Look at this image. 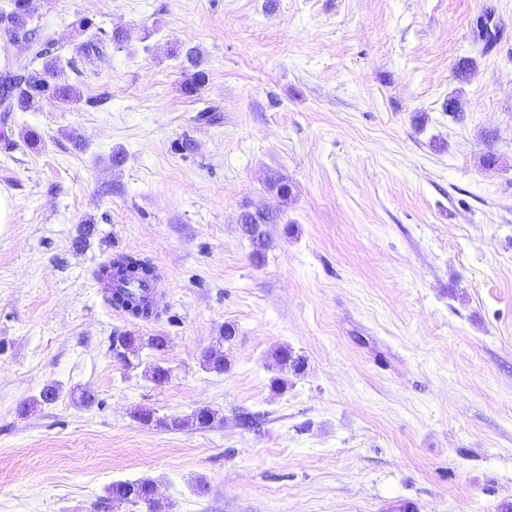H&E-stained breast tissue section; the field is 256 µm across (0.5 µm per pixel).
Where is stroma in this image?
Listing matches in <instances>:
<instances>
[{
    "label": "stroma",
    "mask_w": 512,
    "mask_h": 512,
    "mask_svg": "<svg viewBox=\"0 0 512 512\" xmlns=\"http://www.w3.org/2000/svg\"><path fill=\"white\" fill-rule=\"evenodd\" d=\"M29 25L80 99L0 122V512L142 478L167 512L512 504V0H30ZM119 253L156 267L158 318L96 285ZM117 333L169 343L126 365ZM217 419L216 413L208 407L194 410L190 415L177 417L166 423L172 429H181L185 427H195L204 429L211 427Z\"/></svg>",
    "instance_id": "35a3bbf8"
}]
</instances>
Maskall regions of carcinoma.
Returning a JSON list of instances; mask_svg holds the SVG:
<instances>
[{
    "mask_svg": "<svg viewBox=\"0 0 512 512\" xmlns=\"http://www.w3.org/2000/svg\"><path fill=\"white\" fill-rule=\"evenodd\" d=\"M29 0H11V10L0 20L8 24L12 33V40H20L30 47L29 55L23 60H14L8 51H3V63L0 64V93L7 92L10 105L27 109L37 103L52 98L63 102H75L80 98L79 92L71 87L55 82V76L61 72L59 58L50 55L51 42L38 37L34 30L28 27ZM263 214L242 215L245 232L251 239L261 243L265 232L261 230L260 221ZM99 279L112 283L118 279L127 283H152L157 274L152 263L137 254H122L111 265L98 273ZM112 305L127 309L132 316L143 320H150L157 316L153 304L142 301L137 302L124 290L115 291L110 297ZM139 338L119 334L112 337V357L122 363L130 362L129 355L136 351ZM276 362L284 367L298 371L304 361L302 357L295 356L288 349L275 352ZM217 419L216 413L208 407L194 410L185 417L170 420L167 426L173 429L195 427L204 429L211 427ZM108 504L104 508H111V504L132 503L143 504L147 512H161L158 500L155 498L154 482L148 478L118 482L111 486Z\"/></svg>",
    "mask_w": 512,
    "mask_h": 512,
    "instance_id": "obj_1",
    "label": "carcinoma"
}]
</instances>
